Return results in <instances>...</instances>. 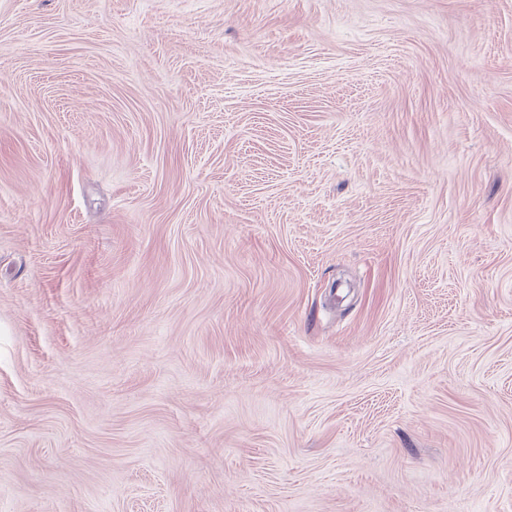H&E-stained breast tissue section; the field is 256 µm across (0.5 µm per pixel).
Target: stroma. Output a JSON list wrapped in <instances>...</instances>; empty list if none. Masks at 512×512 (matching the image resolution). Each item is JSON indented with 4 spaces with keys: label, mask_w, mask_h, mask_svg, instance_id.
I'll use <instances>...</instances> for the list:
<instances>
[{
    "label": "stroma",
    "mask_w": 512,
    "mask_h": 512,
    "mask_svg": "<svg viewBox=\"0 0 512 512\" xmlns=\"http://www.w3.org/2000/svg\"><path fill=\"white\" fill-rule=\"evenodd\" d=\"M0 512H512V0H0Z\"/></svg>",
    "instance_id": "35a3bbf8"
}]
</instances>
